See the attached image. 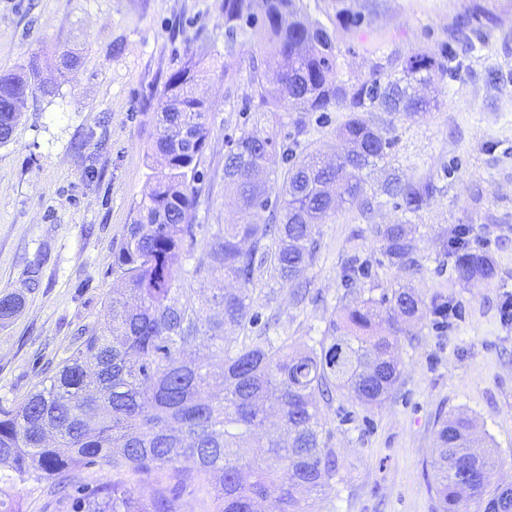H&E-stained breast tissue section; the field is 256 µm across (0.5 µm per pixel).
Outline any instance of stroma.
Listing matches in <instances>:
<instances>
[{
	"label": "stroma",
	"mask_w": 512,
	"mask_h": 512,
	"mask_svg": "<svg viewBox=\"0 0 512 512\" xmlns=\"http://www.w3.org/2000/svg\"><path fill=\"white\" fill-rule=\"evenodd\" d=\"M366 10L370 33L337 34L345 79L364 77L377 55L421 45L439 52L462 15H477L483 27V43L432 87L438 108L394 120V159L368 185L377 192L390 177L414 181L454 166L430 205L409 218L419 226L422 269L409 274L381 260L375 225L407 219L393 204L368 220L342 204L321 226L306 303L294 306L289 286L276 284L273 303L256 308L273 306L274 333L289 342L322 336L354 255L372 264L364 283L372 296L403 285L426 297L447 290L460 316L443 327L424 318L401 337L400 379L385 403L367 410L340 396L326 408L339 475L314 497L315 512H436L430 463L448 413L473 418L504 460L499 479L512 483V322L501 316L512 297V0H366ZM253 44L239 36L238 70L228 80L224 0H0V75L34 56L56 76L64 50L79 60L54 95L29 93L11 140L0 145V297H22L19 312L0 322L1 411L22 402L85 336L102 333L113 257L150 174L154 113L188 46L205 58L200 90L212 105L195 221L238 222L224 191V137L242 122ZM460 224L491 260L489 284L448 285L439 240ZM126 478L105 466L81 467L53 493L48 481H19L10 464L0 465L14 512H76L78 497Z\"/></svg>",
	"instance_id": "obj_1"
}]
</instances>
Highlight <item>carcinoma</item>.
<instances>
[{"label":"carcinoma","instance_id":"1","mask_svg":"<svg viewBox=\"0 0 512 512\" xmlns=\"http://www.w3.org/2000/svg\"><path fill=\"white\" fill-rule=\"evenodd\" d=\"M337 15L354 33L365 17L350 7ZM472 15L460 19L440 54L421 46L404 57L377 58L363 79L343 80L336 34L312 17L306 0H224L228 39L224 76L232 77L234 40L258 42L245 122L225 139L224 188L236 196L238 224L192 222L203 191L200 161L211 135L210 105L196 95L203 72L191 50L168 78L155 115L148 190L128 225L112 266L120 287L104 314V331L86 337L54 375L44 378L14 409L0 415V462L17 477L45 480L85 464L123 468L142 479L160 472L210 497V512H312L308 496L336 481V450L320 400L347 395L365 409L380 406L400 378L395 357L404 325L430 315H453L448 294L424 298L411 288L363 297L365 259L343 269L351 299L332 315L320 339L294 345L260 327L258 296L271 281L291 287L298 306L302 280L320 246V224L347 201L362 211L381 205L367 193L372 171L391 163L395 139L374 113L413 120L437 108L415 94L419 84L456 73L459 55L475 48ZM36 59L0 76V144L20 120L33 85ZM342 113L334 133L349 150L322 158L309 138V116L324 128ZM440 174L389 181L383 194L415 214L439 191ZM279 183L272 192L269 182ZM267 214L258 224L251 217ZM387 263L421 269L417 228H375ZM449 279L468 287L492 280L486 256L456 227L443 240ZM235 284L198 293L193 283ZM239 332L229 339L226 330ZM477 437L472 418L450 413L439 422L431 461V490L439 512H512V487L494 480L492 450L460 454L458 441ZM87 512H180L158 489L149 501L127 483L103 487Z\"/></svg>","mask_w":512,"mask_h":512}]
</instances>
